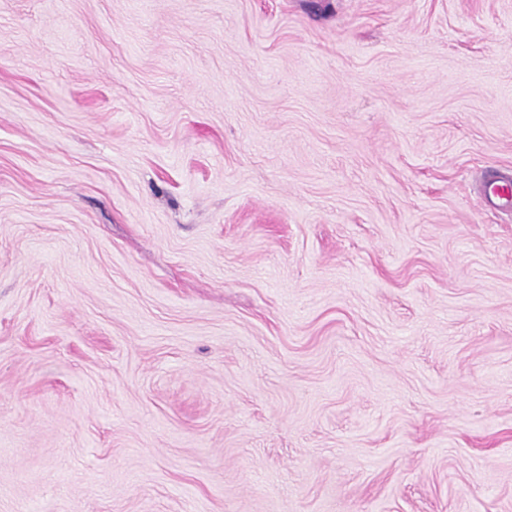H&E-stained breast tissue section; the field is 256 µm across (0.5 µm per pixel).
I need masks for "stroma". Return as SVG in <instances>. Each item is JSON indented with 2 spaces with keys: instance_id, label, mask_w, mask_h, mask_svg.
Segmentation results:
<instances>
[{
  "instance_id": "1",
  "label": "stroma",
  "mask_w": 512,
  "mask_h": 512,
  "mask_svg": "<svg viewBox=\"0 0 512 512\" xmlns=\"http://www.w3.org/2000/svg\"><path fill=\"white\" fill-rule=\"evenodd\" d=\"M512 0H0V512H512Z\"/></svg>"
}]
</instances>
